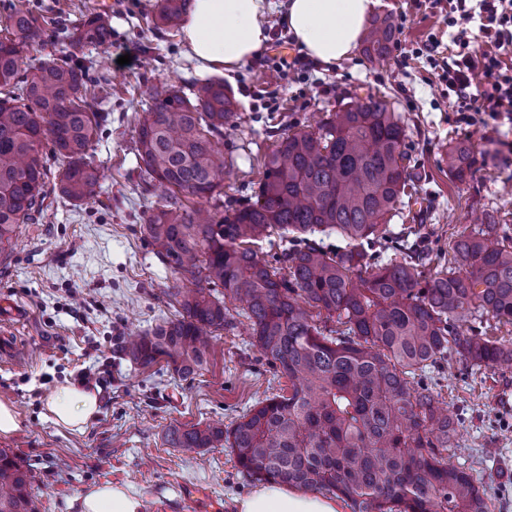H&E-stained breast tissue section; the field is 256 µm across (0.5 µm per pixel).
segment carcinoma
Here are the masks:
<instances>
[{
    "label": "carcinoma",
    "mask_w": 512,
    "mask_h": 512,
    "mask_svg": "<svg viewBox=\"0 0 512 512\" xmlns=\"http://www.w3.org/2000/svg\"><path fill=\"white\" fill-rule=\"evenodd\" d=\"M189 0H160L156 28H180ZM0 36V258L19 225L48 197L80 206L99 194L93 143L109 88L79 55L112 39L107 15L49 30L34 9L14 8ZM390 26L372 24L363 52L384 63ZM51 62L27 59L49 43ZM138 119L136 156L145 191L161 189L140 233L171 269L175 308L150 331L117 346V358L192 377L208 365L213 333L234 331L240 305L251 346L288 393L257 403L226 427L171 425L172 448H228L256 481L331 491L354 512H488L480 480L448 463L458 420L416 374L448 366V355L512 372V342L468 324L488 315L512 324V235L494 215L454 245L455 265L431 270L423 225L401 228V260L377 250L414 188L406 130L387 103H345L315 128H292L266 155L255 200L224 207V127L238 103L222 80L187 94L172 82L150 88ZM49 148L50 158L43 149ZM448 176L473 178L464 143L448 144ZM288 236L271 264L251 245ZM336 235L328 249L321 238ZM344 329L327 336L314 314ZM34 476L0 448V512H37Z\"/></svg>",
    "instance_id": "carcinoma-1"
}]
</instances>
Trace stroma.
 Wrapping results in <instances>:
<instances>
[{"instance_id": "stroma-1", "label": "stroma", "mask_w": 512, "mask_h": 512, "mask_svg": "<svg viewBox=\"0 0 512 512\" xmlns=\"http://www.w3.org/2000/svg\"><path fill=\"white\" fill-rule=\"evenodd\" d=\"M20 4L65 28L107 11L112 39L87 48L83 62L109 79L112 95L101 103L110 121L93 151L103 174L98 202L52 201L20 226L14 252L0 260V299L24 311L21 320L7 322L13 352L0 362V400L14 406L22 429L0 436V448L12 449L32 471L40 512H78L80 497L104 484L129 489L142 499L143 512H236V499L256 483L238 470L229 449L186 453L169 447L165 432L172 425L231 424L279 393L286 378L237 332H218L207 367L191 380L134 368L113 353L122 340L174 314L165 295L174 276L139 230L152 198L139 187L137 120L150 105L151 85L172 79L188 90L201 75L180 34L155 31L157 0H0V19ZM374 14L388 18L393 31L384 65L371 64L358 48L333 65L282 68L302 49L280 30L228 79L240 118L224 130L231 163L224 202L254 198L264 157L285 130L316 123L339 102L379 97L402 117L418 176L414 197L399 204L390 227L425 224L434 253L448 259L483 210L512 227V164L498 152L500 142L512 143V118L458 123L455 101L429 59L408 57L429 37L448 42L447 10L426 0H379ZM125 54L131 63L119 65ZM456 140L466 141L477 160L473 179L462 185L443 161ZM99 371L110 372L112 383L83 432L45 417L44 402L57 387ZM427 383L459 419L449 462L480 477L490 512H512V373L453 357Z\"/></svg>"}]
</instances>
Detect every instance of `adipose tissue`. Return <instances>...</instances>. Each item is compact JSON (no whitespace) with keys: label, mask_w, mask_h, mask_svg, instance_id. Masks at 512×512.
Here are the masks:
<instances>
[{"label":"adipose tissue","mask_w":512,"mask_h":512,"mask_svg":"<svg viewBox=\"0 0 512 512\" xmlns=\"http://www.w3.org/2000/svg\"><path fill=\"white\" fill-rule=\"evenodd\" d=\"M377 0H288L282 22L296 44L324 64L356 49ZM268 0H192L181 26L187 55L199 71L232 73L269 39L262 17ZM95 392L69 383L45 402V414L62 429L82 431L99 414ZM237 512H339L335 501L271 481L236 499ZM143 503L124 487L105 484L84 494L80 512H141Z\"/></svg>","instance_id":"1"}]
</instances>
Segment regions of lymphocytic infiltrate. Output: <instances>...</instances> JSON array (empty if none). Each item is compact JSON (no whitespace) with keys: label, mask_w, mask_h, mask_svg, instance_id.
Listing matches in <instances>:
<instances>
[{"label":"lymphocytic infiltrate","mask_w":512,"mask_h":512,"mask_svg":"<svg viewBox=\"0 0 512 512\" xmlns=\"http://www.w3.org/2000/svg\"><path fill=\"white\" fill-rule=\"evenodd\" d=\"M448 0V24L457 30L453 47L440 55V43L431 38L415 48L416 56L433 59L439 78L448 85L449 96L458 103L460 122L484 123L512 113V68L503 62L512 53V0ZM479 18L482 47H472L464 28Z\"/></svg>","instance_id":"obj_1"}]
</instances>
